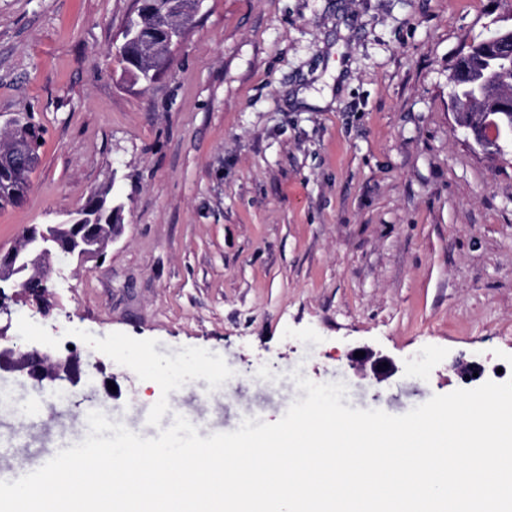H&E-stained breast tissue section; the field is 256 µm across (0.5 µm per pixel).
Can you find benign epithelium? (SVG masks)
Listing matches in <instances>:
<instances>
[{
	"label": "benign epithelium",
	"mask_w": 512,
	"mask_h": 512,
	"mask_svg": "<svg viewBox=\"0 0 512 512\" xmlns=\"http://www.w3.org/2000/svg\"><path fill=\"white\" fill-rule=\"evenodd\" d=\"M173 7L172 0H151L148 5L137 0L136 4L139 29L135 41L145 47V54L152 56L154 66L162 73L172 65V47L181 42L183 27L178 22L165 28L166 38L157 44L151 37L150 20L168 18ZM493 41V51L480 56L483 67L493 60L506 63L512 60V27L498 29ZM482 46L481 42L472 45L458 59L450 76L452 87H458L459 81L472 70L471 57ZM511 72L512 66L504 67L483 82L476 93L467 97L455 96L465 105L477 108L475 117L462 122V127L492 155L501 152L500 141L511 136L512 129L506 127L500 136L486 137L479 128L500 125L501 111L512 110V89L506 87ZM33 159L34 152L28 145L11 149L10 161L19 174L29 167ZM91 197V204L84 205L60 224L29 226L23 234L24 246L0 250V371L26 379V383L21 385V398L29 396L30 386L40 393H54L64 390L61 386L63 381L73 387L81 381L77 371L80 358L76 350H61L49 342L24 348L8 331L12 315L10 303L34 305L42 312L49 310L51 276L58 258L69 255L76 258L79 265L90 257L103 259L112 239L121 233V206H107L104 197L96 192Z\"/></svg>",
	"instance_id": "1"
}]
</instances>
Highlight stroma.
Wrapping results in <instances>:
<instances>
[{"instance_id": "1", "label": "stroma", "mask_w": 512, "mask_h": 512, "mask_svg": "<svg viewBox=\"0 0 512 512\" xmlns=\"http://www.w3.org/2000/svg\"><path fill=\"white\" fill-rule=\"evenodd\" d=\"M134 10L0 0V123L44 129L0 247L106 188L123 226L104 262L55 264L49 313L15 306L17 341L74 347L82 381L33 415L0 380V456L104 402L144 438L178 415L203 438L273 423L306 396L295 371L391 415L463 388L461 362L512 379V140L485 154L449 81L512 0H205L148 86L117 59ZM73 328L201 347L233 375L188 382L156 428L159 385Z\"/></svg>"}]
</instances>
